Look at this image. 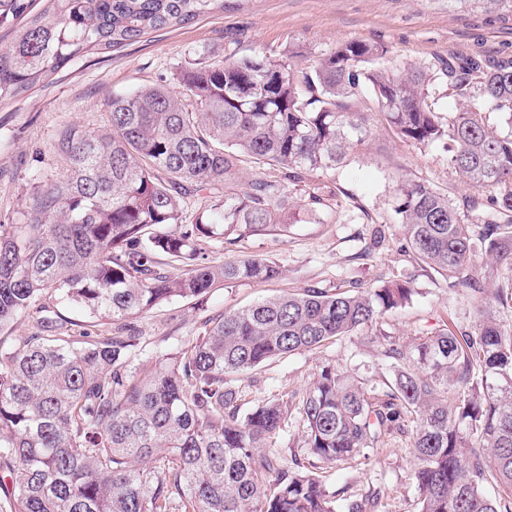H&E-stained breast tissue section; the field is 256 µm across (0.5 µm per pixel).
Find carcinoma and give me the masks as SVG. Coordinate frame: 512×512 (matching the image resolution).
Listing matches in <instances>:
<instances>
[{
	"label": "carcinoma",
	"instance_id": "obj_1",
	"mask_svg": "<svg viewBox=\"0 0 512 512\" xmlns=\"http://www.w3.org/2000/svg\"><path fill=\"white\" fill-rule=\"evenodd\" d=\"M512 17V0H472ZM224 10V0H0V107L71 62ZM175 83L115 95L103 129L65 134L67 174L37 190L26 223L0 224V512H337L319 464L369 461L411 432L418 512H512V59L399 65L343 42L308 70L260 52L185 67ZM455 105L441 116V99ZM437 144L475 193L460 210L430 181H397L405 251L475 299L477 319L391 342L378 391L327 364L302 395L238 417L240 376L374 327L412 288H305L208 319L192 341L141 363L132 319L172 298L282 276L274 261L215 262L203 245L284 234L307 216L359 211L323 180L378 131ZM258 172L238 182L239 157ZM203 196L178 232L186 199ZM492 287L475 275L474 240ZM59 300L110 321L107 338L53 317L13 343L15 323ZM297 414L310 460L271 443ZM493 482L489 495L484 484Z\"/></svg>",
	"mask_w": 512,
	"mask_h": 512
}]
</instances>
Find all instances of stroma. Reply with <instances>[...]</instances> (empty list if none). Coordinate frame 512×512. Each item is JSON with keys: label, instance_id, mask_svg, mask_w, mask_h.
<instances>
[{"label": "stroma", "instance_id": "35a3bbf8", "mask_svg": "<svg viewBox=\"0 0 512 512\" xmlns=\"http://www.w3.org/2000/svg\"><path fill=\"white\" fill-rule=\"evenodd\" d=\"M387 47L404 65H428L453 55L512 59V20L453 0H224V9L190 23L150 34L118 51L79 59L52 82L0 109V224L24 223L25 203L40 185L67 172L56 151L72 129L96 130L107 120L113 95L172 78L177 66L251 56L263 50L291 53L296 67L348 40ZM409 173L437 185L455 204L469 191L459 184L438 146L418 147L393 140L371 145L363 158L336 170L337 184L372 211L387 217L385 247L372 248V225L358 221L293 225L287 234L245 238L237 251L217 241L205 246L210 260L234 253L276 260L281 278L267 283L243 281L213 289L204 299L175 298L135 319L150 357L172 351L197 336L202 322L284 290L333 288L377 278L408 282L413 293L405 307L388 312L377 327L390 341L433 335L446 319L469 326L475 307L466 292L450 289L432 269L401 250L394 222L393 187ZM331 364L384 389L392 373L364 336H346L312 352L273 360L245 379L241 413L274 395L304 392L321 366ZM411 439L391 436L371 461H349L323 471L337 507L378 499L376 512H417L410 479Z\"/></svg>", "mask_w": 512, "mask_h": 512}]
</instances>
